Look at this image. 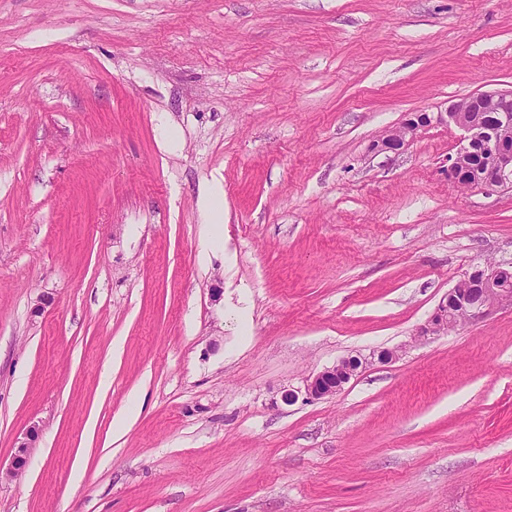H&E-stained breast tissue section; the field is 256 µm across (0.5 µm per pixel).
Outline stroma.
<instances>
[{
  "label": "stroma",
  "mask_w": 512,
  "mask_h": 512,
  "mask_svg": "<svg viewBox=\"0 0 512 512\" xmlns=\"http://www.w3.org/2000/svg\"><path fill=\"white\" fill-rule=\"evenodd\" d=\"M510 87L512 0H0V512H512V306L413 339L512 190L371 149ZM372 361L360 356H350L336 361L316 374L307 377L303 387L285 390L281 399L290 405L298 402H313L335 395L356 375L358 370Z\"/></svg>",
  "instance_id": "35a3bbf8"
}]
</instances>
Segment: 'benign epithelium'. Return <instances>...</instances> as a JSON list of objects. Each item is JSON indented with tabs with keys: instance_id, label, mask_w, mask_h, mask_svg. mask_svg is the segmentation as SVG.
<instances>
[{
	"instance_id": "1",
	"label": "benign epithelium",
	"mask_w": 512,
	"mask_h": 512,
	"mask_svg": "<svg viewBox=\"0 0 512 512\" xmlns=\"http://www.w3.org/2000/svg\"><path fill=\"white\" fill-rule=\"evenodd\" d=\"M448 123L463 131L459 147L448 156V181L463 188L512 189V88L474 93L443 111L409 112L374 141L372 150L397 153L421 129ZM511 305L512 271L496 263L478 266L462 274L416 336H439ZM368 363L359 356L342 358L307 377L303 386L284 391L281 399L290 405L333 396Z\"/></svg>"
}]
</instances>
